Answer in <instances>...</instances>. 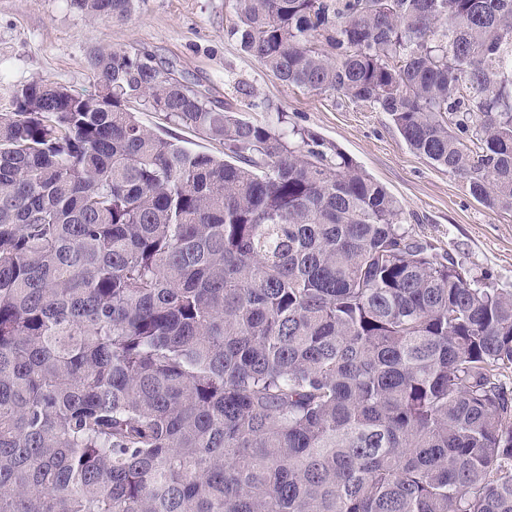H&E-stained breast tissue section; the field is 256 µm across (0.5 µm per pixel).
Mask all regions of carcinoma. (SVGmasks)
Wrapping results in <instances>:
<instances>
[{"label":"carcinoma","mask_w":512,"mask_h":512,"mask_svg":"<svg viewBox=\"0 0 512 512\" xmlns=\"http://www.w3.org/2000/svg\"><path fill=\"white\" fill-rule=\"evenodd\" d=\"M235 5L281 83L373 105L512 211V0ZM87 66L96 93L37 79L0 113V512H512V292L340 149L146 51ZM137 115L142 124L189 150L217 156L223 155L224 146L222 144L203 137L191 126L171 122L156 112L142 111Z\"/></svg>","instance_id":"carcinoma-1"}]
</instances>
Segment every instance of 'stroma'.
<instances>
[{"instance_id":"stroma-1","label":"stroma","mask_w":512,"mask_h":512,"mask_svg":"<svg viewBox=\"0 0 512 512\" xmlns=\"http://www.w3.org/2000/svg\"><path fill=\"white\" fill-rule=\"evenodd\" d=\"M234 0H138L123 22L90 21L68 0H0V112L14 86L47 78L82 92L97 47L137 48L241 118L305 132L339 147L401 205L399 222L493 288L512 290V212L488 208L464 179L411 150L389 117L340 94L287 86L240 49ZM142 124L183 147L222 155L191 126L139 112Z\"/></svg>"}]
</instances>
